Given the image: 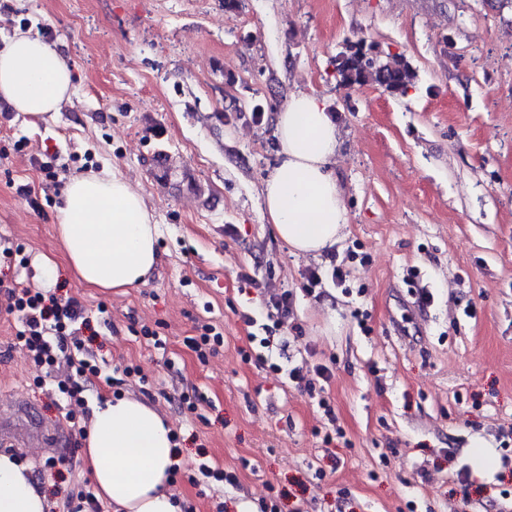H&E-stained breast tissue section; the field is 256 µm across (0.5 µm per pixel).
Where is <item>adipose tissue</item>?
<instances>
[{
	"instance_id": "adipose-tissue-1",
	"label": "adipose tissue",
	"mask_w": 512,
	"mask_h": 512,
	"mask_svg": "<svg viewBox=\"0 0 512 512\" xmlns=\"http://www.w3.org/2000/svg\"><path fill=\"white\" fill-rule=\"evenodd\" d=\"M75 92L65 59L39 37L18 32L0 49V98L15 111L54 115ZM278 165L262 187L277 237L299 256L318 257L347 225L344 192L332 163L340 130L326 104L292 94L278 112ZM57 236L74 275L93 288L147 284L159 263L155 224L143 195L117 173L73 177L63 190ZM84 457L96 494L114 512H182L170 490L179 459L173 430L153 406L131 397L94 407ZM29 465L0 453V512H49Z\"/></svg>"
}]
</instances>
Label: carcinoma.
I'll return each mask as SVG.
<instances>
[{
	"instance_id": "obj_1",
	"label": "carcinoma",
	"mask_w": 512,
	"mask_h": 512,
	"mask_svg": "<svg viewBox=\"0 0 512 512\" xmlns=\"http://www.w3.org/2000/svg\"><path fill=\"white\" fill-rule=\"evenodd\" d=\"M335 70L340 84L346 87L372 80L396 95L405 94L416 78L406 59L397 55L382 58L362 40L346 43L345 50L336 56Z\"/></svg>"
}]
</instances>
